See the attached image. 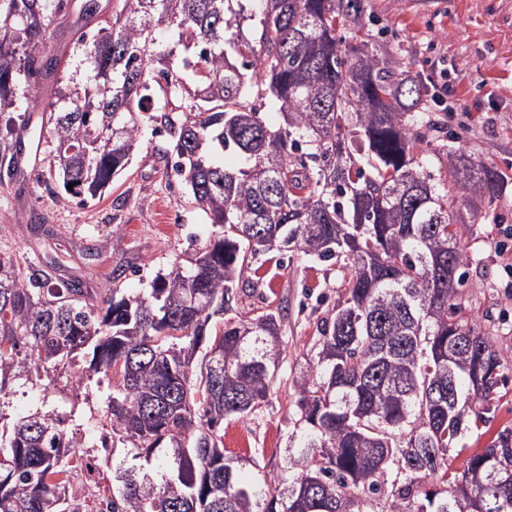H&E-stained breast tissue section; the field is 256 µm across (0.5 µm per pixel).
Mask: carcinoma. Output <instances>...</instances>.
I'll list each match as a JSON object with an SVG mask.
<instances>
[{"instance_id": "obj_1", "label": "carcinoma", "mask_w": 512, "mask_h": 512, "mask_svg": "<svg viewBox=\"0 0 512 512\" xmlns=\"http://www.w3.org/2000/svg\"><path fill=\"white\" fill-rule=\"evenodd\" d=\"M103 12L101 0H0V105L55 79L47 33L75 17L90 75L50 104L55 181L83 204L96 199L147 123L215 234L191 270L100 301L77 278L54 282L0 258V512H78L73 450L97 439L68 427L77 407L68 418L45 401L4 408L15 387L79 360L74 389L96 374L111 380V443H131L137 459L170 452L159 479L148 457L112 470V512H354L370 494L384 496L385 512H463L478 496L486 512H512L503 431L467 458L477 481L453 477L449 497L421 490L428 477L448 482V449L469 423L490 421L505 381L490 337L473 335L472 350L461 343L466 254L446 190L492 199L503 180L462 152L450 184L433 182L418 132L427 90L370 50L360 0H118ZM268 104L282 115L276 128L261 116ZM295 250L339 261L342 301L320 330V373L293 380L304 465L289 462L287 480L247 482L224 457V419L268 400L284 308L250 320L229 312L252 259ZM438 257L451 259L453 279L432 274ZM389 465L405 481H380Z\"/></svg>"}]
</instances>
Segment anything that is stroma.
Masks as SVG:
<instances>
[{"label":"stroma","instance_id":"stroma-1","mask_svg":"<svg viewBox=\"0 0 512 512\" xmlns=\"http://www.w3.org/2000/svg\"><path fill=\"white\" fill-rule=\"evenodd\" d=\"M362 8L364 17L377 19L388 31L395 72L454 87L455 111L430 113V126L420 130L426 169L435 182L445 179L451 154L460 149L504 176L493 199L448 191V211L458 219L456 230L468 256L458 289L461 316L473 332L491 336L506 360L505 384L492 402L488 429L466 431L451 452L458 471L499 431L512 430V291L500 251L501 229L512 225V0H362ZM47 45L67 60L58 84L35 87L28 100L0 111V146L18 138L42 143L39 161L19 158L17 174H8L0 163V257L45 267L51 257L62 256L60 277L81 279L95 296L112 288L146 292L173 263L189 266L213 226L188 187L167 171L158 155L162 140L147 125L130 165L103 198L82 204L50 182L54 143L42 129V110L57 91L83 82L85 67L68 21L51 25ZM38 224L51 227L55 238L39 240ZM340 282L335 262L275 251L259 256L242 275L237 306L243 315L280 306L288 313L280 388L251 416L224 421V455L234 459L242 477L283 473L297 456L302 428L289 408L292 381L318 370V328L341 297ZM45 397L56 407L77 401L85 427L98 428L104 420L105 392L77 399L64 373L53 388L17 392L13 408L28 409Z\"/></svg>","mask_w":512,"mask_h":512}]
</instances>
